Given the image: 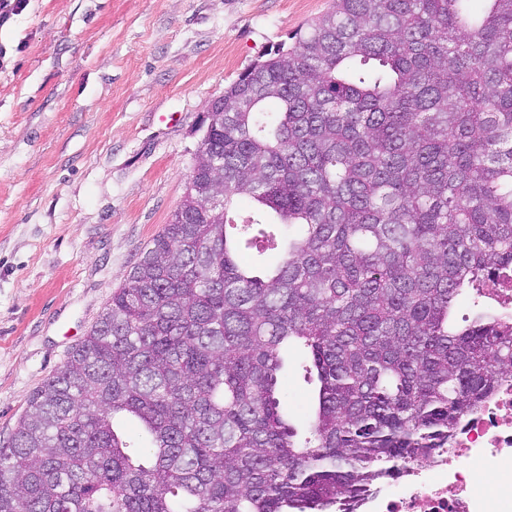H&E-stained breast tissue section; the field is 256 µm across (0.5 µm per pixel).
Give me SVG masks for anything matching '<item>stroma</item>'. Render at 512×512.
<instances>
[{
  "label": "stroma",
  "instance_id": "35a3bbf8",
  "mask_svg": "<svg viewBox=\"0 0 512 512\" xmlns=\"http://www.w3.org/2000/svg\"><path fill=\"white\" fill-rule=\"evenodd\" d=\"M330 5L29 0L0 27L1 442L181 204L207 105Z\"/></svg>",
  "mask_w": 512,
  "mask_h": 512
}]
</instances>
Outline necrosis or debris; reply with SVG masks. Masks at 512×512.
Wrapping results in <instances>:
<instances>
[{
    "instance_id": "obj_1",
    "label": "necrosis or debris",
    "mask_w": 512,
    "mask_h": 512,
    "mask_svg": "<svg viewBox=\"0 0 512 512\" xmlns=\"http://www.w3.org/2000/svg\"><path fill=\"white\" fill-rule=\"evenodd\" d=\"M363 512H512V381L465 416L428 467H407L362 503Z\"/></svg>"
}]
</instances>
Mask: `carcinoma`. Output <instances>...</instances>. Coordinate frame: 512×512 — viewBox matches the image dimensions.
<instances>
[{"mask_svg":"<svg viewBox=\"0 0 512 512\" xmlns=\"http://www.w3.org/2000/svg\"><path fill=\"white\" fill-rule=\"evenodd\" d=\"M471 2L333 0L212 101L209 163L0 445V512H355L512 378V322L453 320L512 266V0ZM302 361V356L295 350L290 349L288 351V364L283 372V376L287 378L289 393L285 404L288 413L299 426L303 425V415L311 407L312 396L318 386L315 375L310 378L304 377L301 368Z\"/></svg>","mask_w":512,"mask_h":512,"instance_id":"obj_1","label":"carcinoma"}]
</instances>
